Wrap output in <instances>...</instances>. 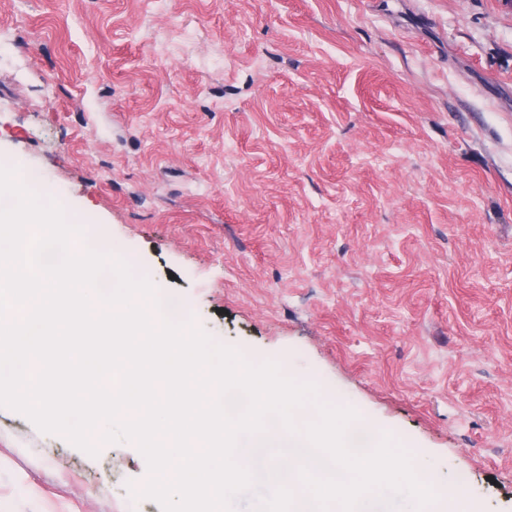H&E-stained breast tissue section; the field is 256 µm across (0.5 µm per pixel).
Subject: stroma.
Masks as SVG:
<instances>
[{
  "label": "stroma",
  "instance_id": "1",
  "mask_svg": "<svg viewBox=\"0 0 512 512\" xmlns=\"http://www.w3.org/2000/svg\"><path fill=\"white\" fill-rule=\"evenodd\" d=\"M0 159L512 512V0H0ZM148 478L0 406V512H161Z\"/></svg>",
  "mask_w": 512,
  "mask_h": 512
}]
</instances>
